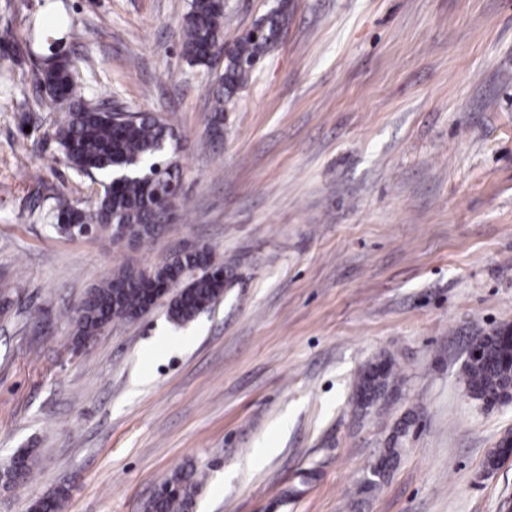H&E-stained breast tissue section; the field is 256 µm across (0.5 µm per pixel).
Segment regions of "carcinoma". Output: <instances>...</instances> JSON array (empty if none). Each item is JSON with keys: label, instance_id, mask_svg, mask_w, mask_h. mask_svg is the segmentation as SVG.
Masks as SVG:
<instances>
[{"label": "carcinoma", "instance_id": "obj_1", "mask_svg": "<svg viewBox=\"0 0 512 512\" xmlns=\"http://www.w3.org/2000/svg\"><path fill=\"white\" fill-rule=\"evenodd\" d=\"M224 10V0H190L181 34L182 55L188 65L211 67L209 50L221 43ZM283 21L281 10L264 16L230 48L223 74L214 81L210 126H223L227 105L276 44ZM38 84L51 100L67 107L55 130L66 163L97 185L92 206L62 202L53 208L48 214L51 228L60 234L79 235L88 225L95 235L135 244L147 243L166 231L162 216L184 202L181 196L171 197L167 189L168 182L180 176V143L173 126L150 112H138L125 120L112 119L111 114L86 98L66 58L53 70L39 74ZM166 280L180 284V290L169 298L168 317L177 324H186L222 297L230 275L215 262L213 249L208 246L179 252L153 268L120 267L90 288L76 309L72 317L75 344L98 335L116 319L143 315L160 296ZM502 337L497 333L481 339L475 345L480 356L470 359L465 367L468 394L488 406L512 400V346ZM392 373L389 360L370 365L360 376L356 402L367 407L378 401L386 394ZM396 444L394 437L379 458L369 486H375L377 479L395 465ZM33 468L32 453L19 452L0 483L16 486ZM200 487L201 479L194 471L180 472L161 486L152 502V512H191ZM66 497L67 491L59 488L31 504L29 512H58Z\"/></svg>", "mask_w": 512, "mask_h": 512}]
</instances>
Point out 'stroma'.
Here are the masks:
<instances>
[{
    "label": "stroma",
    "instance_id": "stroma-1",
    "mask_svg": "<svg viewBox=\"0 0 512 512\" xmlns=\"http://www.w3.org/2000/svg\"><path fill=\"white\" fill-rule=\"evenodd\" d=\"M188 5L0 0V464L36 459L0 512L62 486L63 512H149L182 469L192 512H503L512 460H487L512 403L464 370L512 329V0H227L225 45L276 7L287 24L220 140ZM56 50L92 100L178 134L185 205L147 244L47 226L94 198L36 84ZM190 245L233 274L210 309L178 326L162 300L73 351L88 288ZM381 358L388 392L361 407ZM392 373L393 363L390 360L371 364L360 376L356 402L367 407L378 401L386 394Z\"/></svg>",
    "mask_w": 512,
    "mask_h": 512
}]
</instances>
